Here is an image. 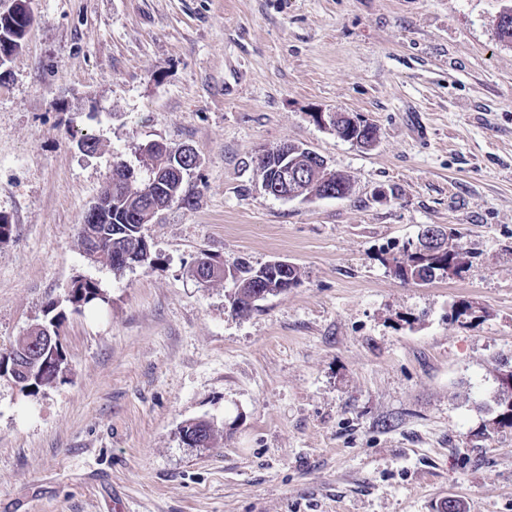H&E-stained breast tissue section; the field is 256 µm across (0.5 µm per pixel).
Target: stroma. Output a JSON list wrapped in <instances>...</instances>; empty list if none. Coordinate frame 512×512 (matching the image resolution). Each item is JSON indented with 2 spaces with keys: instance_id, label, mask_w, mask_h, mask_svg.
I'll return each mask as SVG.
<instances>
[{
  "instance_id": "1",
  "label": "stroma",
  "mask_w": 512,
  "mask_h": 512,
  "mask_svg": "<svg viewBox=\"0 0 512 512\" xmlns=\"http://www.w3.org/2000/svg\"><path fill=\"white\" fill-rule=\"evenodd\" d=\"M512 0H30L0 85V350L65 308L67 372L30 396L0 377V512H512ZM377 128L362 148L316 123ZM98 142L79 150L83 135ZM190 146L188 205L144 233L158 261L86 259L78 224L112 165ZM305 145L352 193H264L257 157ZM452 225L472 266L405 283L383 247ZM298 266L232 311L201 254ZM472 314L452 319L454 304ZM213 420L211 447L180 437ZM102 293L99 286L90 279L78 278L74 280L72 288L69 290L65 302L69 303L77 311L87 305L96 302L92 294Z\"/></svg>"
}]
</instances>
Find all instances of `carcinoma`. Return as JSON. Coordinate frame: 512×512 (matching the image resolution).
I'll list each match as a JSON object with an SVG mask.
<instances>
[{
  "mask_svg": "<svg viewBox=\"0 0 512 512\" xmlns=\"http://www.w3.org/2000/svg\"><path fill=\"white\" fill-rule=\"evenodd\" d=\"M341 138L350 136H364L366 133L375 134L377 128L363 120L357 119L354 126L348 125L346 120L337 124ZM146 178L135 179L128 182L122 166L124 162L118 160L112 168V221L108 224H92L87 216H82L80 225L86 226L96 234L104 243L110 239H120L122 255H113V252L102 249L100 260L107 262L113 270L121 271L135 263L139 266H152L157 258L144 253L143 224L140 222V212L151 208L155 213L171 207L176 202H183L182 185L184 176L190 172L187 167L178 170L172 169L154 152H141ZM270 150L266 149L257 159V175L259 180L269 183L276 181L277 163ZM445 247L434 253H417L407 248L390 246L385 250L392 273L405 283L428 284L436 279L447 277L448 266L456 267V276L467 269L470 264V253L462 249L457 243V230L453 227L441 231ZM236 276L232 279L234 292L231 294V305L238 313H247L258 302V297L274 296L296 287L301 281L300 269L290 264L287 269L261 264L253 266L244 259L232 262ZM100 293L99 286L90 279L78 278L74 280L65 302L77 311L95 302L92 295ZM59 366H49L41 376L28 383V394L34 395L40 390L49 387L62 378L63 368L67 367L64 353H59ZM500 408L494 425L499 428H512V395L505 396L498 401Z\"/></svg>",
  "mask_w": 512,
  "mask_h": 512,
  "instance_id": "carcinoma-1",
  "label": "carcinoma"
}]
</instances>
